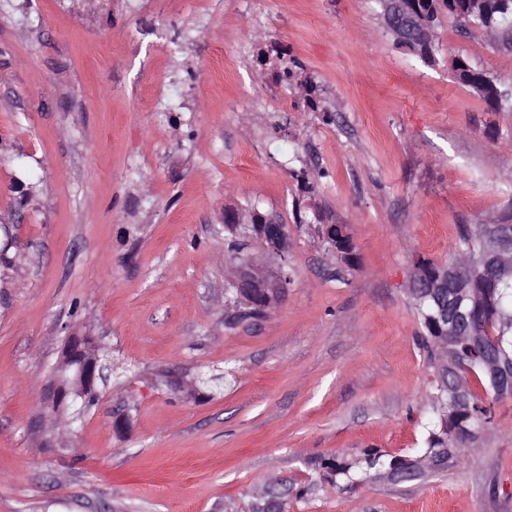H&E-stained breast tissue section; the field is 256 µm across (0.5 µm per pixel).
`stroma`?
<instances>
[{
  "label": "stroma",
  "instance_id": "35a3bbf8",
  "mask_svg": "<svg viewBox=\"0 0 512 512\" xmlns=\"http://www.w3.org/2000/svg\"><path fill=\"white\" fill-rule=\"evenodd\" d=\"M223 2L215 15L150 0L143 15L132 0H36L29 15L0 0L15 257L0 271V512H245L273 479L308 489L288 512H512V397L437 477L341 490L318 472L332 454L424 446L433 376L413 265L448 263L461 225L512 220V111L452 61L510 83L512 52L446 15L424 63L375 0ZM269 41L297 63L290 86L258 73L252 48ZM310 79L324 112L275 127ZM157 86L178 88L183 111L151 112ZM247 206L288 227L284 254L256 255L287 285L255 321L224 304V214ZM321 223L346 225L353 260ZM71 335L127 376L65 429L47 384ZM225 368L220 391L178 386ZM452 68L456 79L476 91L491 108L498 109L504 101L510 100L512 111V83L506 86L462 55L455 56Z\"/></svg>",
  "mask_w": 512,
  "mask_h": 512
}]
</instances>
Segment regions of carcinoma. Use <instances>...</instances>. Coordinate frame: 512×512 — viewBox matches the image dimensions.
<instances>
[{
	"label": "carcinoma",
	"instance_id": "1",
	"mask_svg": "<svg viewBox=\"0 0 512 512\" xmlns=\"http://www.w3.org/2000/svg\"><path fill=\"white\" fill-rule=\"evenodd\" d=\"M416 15L434 29L439 15L448 11L464 27L477 25L487 34L500 29L512 31V0H416ZM404 47L422 61L430 63L436 51L433 40L402 41ZM452 68L456 79L471 87L493 109L503 102L512 101V83L506 85L489 72L473 65L462 55L453 59ZM300 100L303 111L321 112L325 121H331V113L323 111L318 86L307 82L302 87ZM512 235V224L507 222L491 228L485 224L460 227L459 243L451 250L450 264L459 259L466 265L465 278L468 293L462 304L447 295L411 293L412 305L425 334L421 337L428 366L434 381L431 401L436 419L426 426L422 454L412 458L394 456L374 448L348 459L333 455L320 461L319 468L332 477L340 478L344 488L353 489L373 475L393 473L398 482L419 480L458 463L463 456L455 452L453 443L479 421L483 427H492L496 418L499 394L490 387L488 355L492 352L512 353V256L505 255L501 274L490 279L485 274L484 260L494 247L493 229ZM326 242L352 259L353 245L344 226L333 225ZM446 266L431 259L421 258L415 263L413 282L425 284L441 279ZM452 344L455 353L448 365H438L437 360L446 344ZM267 498L288 504V497H302L294 487L272 486L266 490Z\"/></svg>",
	"mask_w": 512,
	"mask_h": 512
}]
</instances>
